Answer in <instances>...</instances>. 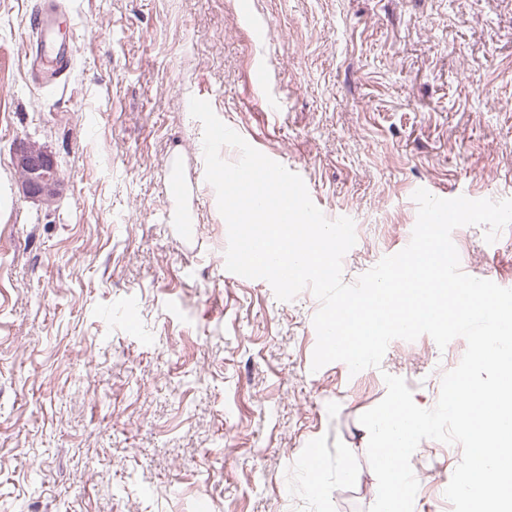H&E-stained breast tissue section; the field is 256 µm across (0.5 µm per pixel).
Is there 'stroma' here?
I'll list each match as a JSON object with an SVG mask.
<instances>
[{"instance_id":"stroma-1","label":"stroma","mask_w":512,"mask_h":512,"mask_svg":"<svg viewBox=\"0 0 512 512\" xmlns=\"http://www.w3.org/2000/svg\"><path fill=\"white\" fill-rule=\"evenodd\" d=\"M42 5L0 0V512H368L359 417L384 374L433 408L467 343L424 334L377 368L312 370V291L283 302L224 270L189 100L353 220L351 284L406 247L416 189L512 199V0H64L74 62L53 83L25 56ZM23 141L57 161L51 203L20 189ZM485 232L453 230L462 271L512 285V226ZM311 454L314 494L291 467ZM461 458L419 444L413 512H453Z\"/></svg>"}]
</instances>
